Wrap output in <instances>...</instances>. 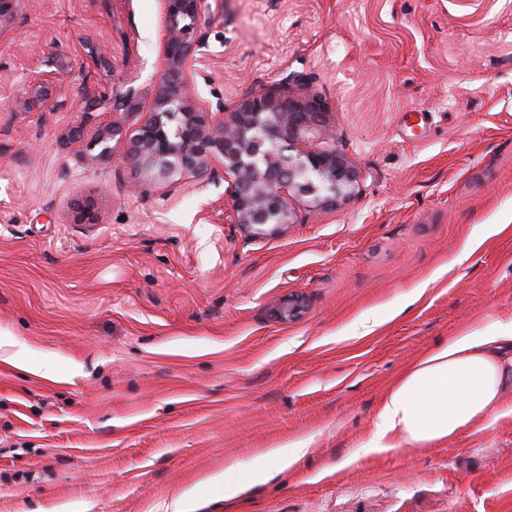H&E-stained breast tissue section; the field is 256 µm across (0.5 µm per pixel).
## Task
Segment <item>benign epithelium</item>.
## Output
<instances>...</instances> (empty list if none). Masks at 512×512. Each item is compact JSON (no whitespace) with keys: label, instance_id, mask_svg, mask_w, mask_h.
Returning a JSON list of instances; mask_svg holds the SVG:
<instances>
[{"label":"benign epithelium","instance_id":"benign-epithelium-1","mask_svg":"<svg viewBox=\"0 0 512 512\" xmlns=\"http://www.w3.org/2000/svg\"><path fill=\"white\" fill-rule=\"evenodd\" d=\"M207 0H163L166 25L156 66L160 87L150 112L130 138L126 156L146 181L173 199L189 179L227 183L224 219L252 236L275 235L291 223L285 193L311 196L325 207L358 182L354 166L333 149L291 154L319 124L324 105L313 95L253 90L225 111L224 99L200 97L195 78L209 58L201 16ZM73 221L93 224L94 207L77 203Z\"/></svg>","mask_w":512,"mask_h":512}]
</instances>
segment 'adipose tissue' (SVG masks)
Here are the masks:
<instances>
[{"label":"adipose tissue","mask_w":512,"mask_h":512,"mask_svg":"<svg viewBox=\"0 0 512 512\" xmlns=\"http://www.w3.org/2000/svg\"><path fill=\"white\" fill-rule=\"evenodd\" d=\"M510 391L512 318L473 324L422 355L385 394L367 449L433 447L496 415ZM305 452L304 441L294 440L265 450L247 465L225 467L206 483L233 501L293 466Z\"/></svg>","instance_id":"adipose-tissue-1"}]
</instances>
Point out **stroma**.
I'll return each instance as SVG.
<instances>
[{
	"label": "stroma",
	"mask_w": 512,
	"mask_h": 512,
	"mask_svg": "<svg viewBox=\"0 0 512 512\" xmlns=\"http://www.w3.org/2000/svg\"><path fill=\"white\" fill-rule=\"evenodd\" d=\"M207 100L297 89L359 171L292 224L224 221V182L164 199L92 142L158 90L160 0H17L0 35V512H512V395L431 448L365 452L383 396L425 351L512 316V0H210ZM109 45L96 65L93 49ZM56 110L42 108L38 74ZM93 87L92 95L82 92ZM135 89L133 110L106 91ZM91 202L96 223L73 221ZM304 308L283 320L289 297ZM365 314L378 322L358 337ZM302 439L235 502L211 473ZM197 488L180 490L163 504L164 512H193L197 497Z\"/></svg>",
	"instance_id": "obj_1"
}]
</instances>
